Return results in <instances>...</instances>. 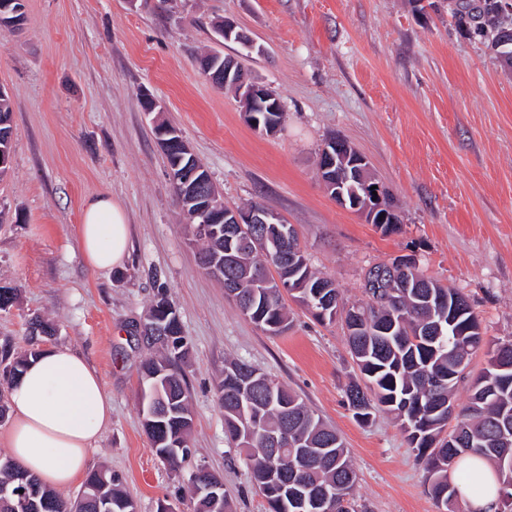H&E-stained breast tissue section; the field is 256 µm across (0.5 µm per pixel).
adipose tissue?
<instances>
[{"mask_svg":"<svg viewBox=\"0 0 512 512\" xmlns=\"http://www.w3.org/2000/svg\"><path fill=\"white\" fill-rule=\"evenodd\" d=\"M79 243L97 271L120 267L127 258L129 227L109 195L85 203ZM9 397L11 423L0 438L13 459L50 489L72 486L112 420V395L97 372L78 350L51 347L30 358ZM454 481L469 512H501L500 485L486 460L462 456Z\"/></svg>","mask_w":512,"mask_h":512,"instance_id":"1","label":"adipose tissue"}]
</instances>
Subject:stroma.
<instances>
[{"instance_id": "1", "label": "stroma", "mask_w": 512, "mask_h": 512, "mask_svg": "<svg viewBox=\"0 0 512 512\" xmlns=\"http://www.w3.org/2000/svg\"><path fill=\"white\" fill-rule=\"evenodd\" d=\"M24 0L0 27V87L13 105L10 169L0 179V347L23 353L26 322L53 321L52 347L81 351L112 394V422L90 471L120 479L138 512H194L193 466L224 478L229 512H268L243 459H230L216 384L228 359L273 375L336 428L366 512H440L427 474L391 416L356 420L346 389L360 373L341 322L287 301L289 329L245 317L201 266L155 134L180 129L229 207L264 204L293 225L315 271L345 300H364L376 263L409 258L460 288L488 336L512 339V70L488 38L457 25L448 0ZM233 20L253 48L217 37ZM206 51L235 58L282 101L261 134L233 92L198 73ZM161 106L146 112L144 96ZM371 163L401 222L382 232L336 204L317 174L329 135ZM111 195L130 224L121 269H89L79 249L87 200ZM190 340L184 368L196 453L173 471L142 428L139 366L149 351L132 325L158 291Z\"/></svg>"}]
</instances>
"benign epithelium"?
<instances>
[{"mask_svg": "<svg viewBox=\"0 0 512 512\" xmlns=\"http://www.w3.org/2000/svg\"><path fill=\"white\" fill-rule=\"evenodd\" d=\"M217 34L226 41H234L250 48L252 43L249 37L238 30L230 20H224V25L217 29ZM204 75L216 86L220 87L229 83L238 87L239 98L242 99L243 112L253 128L265 133L273 134L279 129V125L272 121H261L258 112H281L282 102L263 85L253 81L240 64L230 58H224V66L215 69L212 64H203ZM158 141L164 152L168 153L174 147L180 149L182 155H190L192 151L179 132L169 127L157 129ZM199 168L179 167L168 168V176L174 187L183 193L195 196L202 192L208 178L198 177ZM318 176L327 192L333 193L338 199V204L345 208L347 202L343 197L340 187L344 183L355 180L363 184L365 196L352 199L351 211L362 216L369 224H385L387 231H392L400 223L396 210L385 205V189L370 174L367 159L340 137L328 139L321 148L319 157ZM212 204H206L194 210L193 216L200 218V230L203 233L210 231V225L222 220L226 223L225 233L230 239H240L248 236L251 239H259L264 244L278 245V242L270 233V228L285 237L293 233V229L278 227L281 223L279 217L258 205H249L236 209H225L222 219L210 215Z\"/></svg>", "mask_w": 512, "mask_h": 512, "instance_id": "1", "label": "benign epithelium"}]
</instances>
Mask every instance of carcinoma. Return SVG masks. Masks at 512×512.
I'll return each instance as SVG.
<instances>
[{
  "label": "carcinoma",
  "mask_w": 512,
  "mask_h": 512,
  "mask_svg": "<svg viewBox=\"0 0 512 512\" xmlns=\"http://www.w3.org/2000/svg\"><path fill=\"white\" fill-rule=\"evenodd\" d=\"M495 0H457L453 16L481 36L506 24L494 7ZM189 232L202 244L201 264L207 271L219 270L224 290L234 287L233 299L250 320L265 331L282 333L288 329L283 294L268 281L273 266L281 277L291 276L293 297L318 321L317 310L329 287L334 303L341 302L335 281L314 272L310 265L292 269L282 263L284 255L301 250L298 237L284 238L279 250L270 252L262 244L249 241L228 247L224 225L201 234L197 221L185 213ZM236 255L234 265L224 266L227 250ZM410 287L364 288L367 302L359 309L367 314L358 329L347 335L349 352L362 382L348 388L349 407L359 408L354 416L362 421L381 410L408 423L406 438L428 474L432 497L443 503L446 512H465L461 495L449 472L456 460L470 453L485 458L497 471L503 500L512 498V378L500 379L495 369L499 340H489L468 299L458 289L414 273L400 274ZM163 324L171 339L146 341L160 354L141 364L145 385H159L163 396L161 417L151 418L141 405L143 426L155 455L177 471L193 456L190 433L193 414L183 370L189 341L183 335L174 304L159 294L148 310L145 324ZM485 351L488 367L474 375L461 363L471 362ZM34 347L14 356L0 351L7 361L3 384L10 387L19 377ZM469 392L459 402V387ZM218 404L224 413V435L239 454L245 455L248 475L266 498L269 512H297L287 489L297 484L318 492L335 491L331 512H361L353 499L355 473L347 449L336 431L311 411L291 390L245 361L224 365V377L217 386ZM455 409V426L461 436L483 444L468 448L459 444L448 428V410ZM22 489L24 496L0 502V512H97L96 503L108 502L111 512H137L135 502L119 487L110 472H94L85 481L78 501L72 503L40 486L38 479L10 458H0V487Z\"/></svg>",
  "instance_id": "obj_1"
}]
</instances>
